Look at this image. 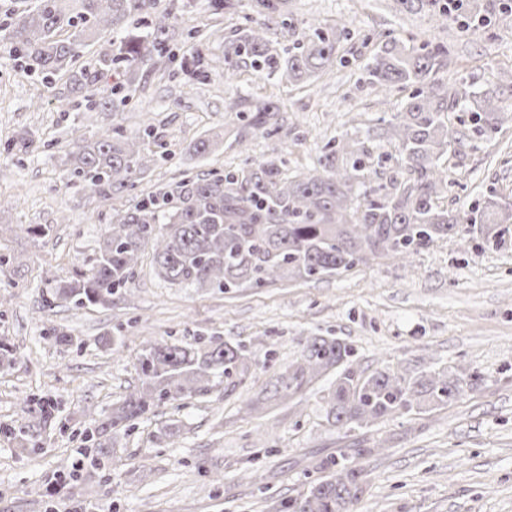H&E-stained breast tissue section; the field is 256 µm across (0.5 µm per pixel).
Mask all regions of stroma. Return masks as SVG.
<instances>
[{
  "mask_svg": "<svg viewBox=\"0 0 512 512\" xmlns=\"http://www.w3.org/2000/svg\"><path fill=\"white\" fill-rule=\"evenodd\" d=\"M159 6L183 16L169 39L177 60L143 66L108 112L67 79L27 74L0 45V253L13 260L0 272V340L18 355L13 369L0 372V424L27 423L32 395L52 397L58 407L37 453L18 455L0 436V512H70L78 501L85 512H267V499L303 493L320 476L319 460L349 448L370 451L359 512H512V226L499 240L475 239L465 248L455 238L437 241L409 264L382 258L340 276L228 292L163 281L147 250L111 307L62 303L41 310L55 281L90 267L113 215L131 203L126 196L103 203L82 183L61 181L73 128L89 136L115 125L129 133L151 128L142 194L236 169L247 156L306 172L330 138L376 128L380 117L396 112L400 92L361 80L384 40L446 43L450 60L437 74L440 82L493 92L501 72L512 69V13L496 14L486 32L475 34L460 18L437 25L422 13L394 14L389 0H292L290 22L269 31L279 48L293 44L301 28L353 20L333 70L292 87L249 68L232 82L217 69L180 68L183 58L223 57L225 41L248 21L250 0L220 17L210 0ZM269 99L280 106L279 132L249 131V150L240 154V111ZM23 130L36 138L24 155L8 148ZM210 130L225 131L223 144L194 156L190 144ZM448 178L452 187L440 204L455 211L491 193L512 199V122L487 138L467 133L448 156ZM27 224L53 231L35 238L24 232ZM51 326L69 331L76 347L44 342ZM112 336L117 344L106 345ZM213 336L245 347L251 369L244 380L141 418L116 439L110 482H62L63 464L80 457L85 423L103 418L138 385L142 342L192 344ZM311 336L351 345L361 372L448 368L477 380L449 405L355 431L326 421L331 373L295 401L258 402ZM165 422L180 430L160 444L154 433ZM265 432L275 450L256 469L255 442Z\"/></svg>",
  "mask_w": 512,
  "mask_h": 512,
  "instance_id": "obj_1",
  "label": "stroma"
}]
</instances>
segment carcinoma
<instances>
[{"label": "carcinoma", "mask_w": 512, "mask_h": 512, "mask_svg": "<svg viewBox=\"0 0 512 512\" xmlns=\"http://www.w3.org/2000/svg\"><path fill=\"white\" fill-rule=\"evenodd\" d=\"M255 18L237 30L224 51V80H233L249 67L270 78L299 85L321 77L336 65V45L349 33L350 20L301 33L293 47L278 50L267 33L288 13V0H250ZM397 12H424L443 22L455 12L484 20L498 0H488L484 12L469 4L455 10L448 0H392ZM153 17L151 30L138 27L110 54L100 56L95 72L76 71L82 49L97 33L129 19ZM181 16L158 10L156 0H35L34 6L0 23V41L33 73L67 76L78 89L96 82L123 63L119 82L102 95L98 106H113L112 96L134 84L139 66L154 57L175 60L167 32ZM448 64V49L427 40L420 46L391 38L365 67L366 81L384 90L411 89L386 124L388 144L395 150L396 167L387 179L365 162L366 139L336 137L328 141L311 172L290 174L275 159L254 161L220 174L181 181L170 191L151 193L134 201L112 221L111 232L99 244L91 267L74 270L55 283L49 305L58 300L77 307L112 306V297L135 274L141 252L154 251L157 275L178 285L197 288H260L279 280L322 279L339 275L378 257L408 262L437 239L478 234L496 237L498 224L512 223V202L488 196L474 215L450 211L439 204L448 192L444 157L462 144L449 113L469 115L474 130L493 133L512 119V71L500 73L503 94L478 96L466 87L450 89L432 79ZM272 101L255 104L247 125L277 133ZM130 136L121 128L88 137L74 128L66 153L63 178L78 179L91 193L108 201L136 189L144 166L145 136ZM42 339L71 347L73 336L50 327ZM353 348L331 336H313L299 359L288 364L265 391L264 400L292 401L324 374L336 381L326 418L338 429L352 431L392 416L420 414L459 399L474 384L475 375L430 371L411 375L388 366L365 375L352 366ZM248 357L239 343L211 337L194 344L142 343L138 358L139 387L112 404L103 420H91L83 434L90 436L86 452L90 466L110 460L107 436L134 428L135 422L158 407L204 396L224 381L236 386L248 371ZM30 413L41 422L53 418L52 398L30 400ZM4 433L22 454L41 447L31 426H4ZM373 453L361 448L322 459V479L294 498L281 499L274 512H357L367 472L358 457Z\"/></svg>", "instance_id": "carcinoma-1"}]
</instances>
